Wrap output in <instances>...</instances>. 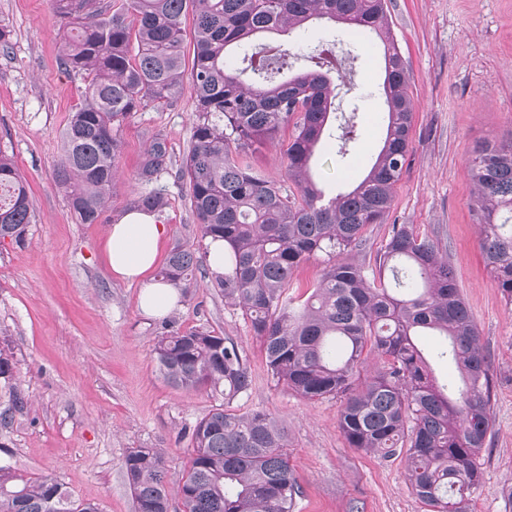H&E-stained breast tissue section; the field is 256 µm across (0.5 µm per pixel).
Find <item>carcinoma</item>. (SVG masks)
<instances>
[{
    "instance_id": "carcinoma-1",
    "label": "carcinoma",
    "mask_w": 512,
    "mask_h": 512,
    "mask_svg": "<svg viewBox=\"0 0 512 512\" xmlns=\"http://www.w3.org/2000/svg\"><path fill=\"white\" fill-rule=\"evenodd\" d=\"M193 14V52L186 55L185 18ZM60 23L61 66L86 74L82 103L71 113L55 169L83 224L100 221L112 193L123 142L119 129L147 102L172 104L184 79L194 91L190 147L178 170L200 238L224 239V275L211 287L245 315L272 377L306 399L341 402L339 426L349 447L384 460L402 457L407 478L428 512H467L481 486L480 456L491 435V367L477 325L456 284L448 256L411 224H393L372 276L352 256L365 248L364 229L383 224L410 142L414 102L407 67L391 36L386 0H50ZM342 25L312 53L258 43L262 34L292 33L307 23ZM376 36L384 47L382 91L387 125L382 147L351 190L328 196L312 176L327 138L336 156L357 139L353 117L329 123L335 99L330 74L336 45ZM243 50L240 64L224 66ZM293 127L282 157L290 186L265 179L247 161ZM171 161L165 138L145 148L136 180L158 183ZM481 250L504 298L512 302V143L476 146L467 160ZM134 208L161 213L166 190L137 195ZM35 219L26 179L0 149V239H26ZM326 260L305 302L286 295L293 273L318 254ZM202 258L175 246L159 277L183 297L197 287ZM443 337L433 357L453 363L461 384L441 383L417 343ZM172 385L208 388L224 404L196 421L190 465L169 486L161 448H133L123 471L135 512H294L301 486L289 463L281 421L234 401L251 385L237 341L195 328L162 334L153 349ZM383 361L367 370L368 356ZM14 356L0 348V381L11 404L0 425L22 406ZM0 512H99L74 500L51 477L23 478L0 465Z\"/></svg>"
}]
</instances>
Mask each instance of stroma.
<instances>
[{"label": "stroma", "mask_w": 512, "mask_h": 512, "mask_svg": "<svg viewBox=\"0 0 512 512\" xmlns=\"http://www.w3.org/2000/svg\"><path fill=\"white\" fill-rule=\"evenodd\" d=\"M391 35L409 67L412 131L390 217L450 256L456 283L491 361L493 428L481 453V487L469 512H512V304L495 288L480 248L467 159L476 144L512 141V0H386ZM11 47L0 51V149L26 179L34 224L24 244L0 242V346L14 355L25 405L0 427V464L25 477L49 476L99 512H134L123 461L134 448H161L177 486L192 452L189 429L224 402L206 389L185 391L160 374L152 349L169 330L205 327L235 338L251 386L237 409L278 417L302 488L295 512H425L404 460L349 447L339 404L307 400L276 382L240 310L226 306L202 266L193 298L166 317L140 309V286L114 278L104 244L110 224L130 211L144 185L136 171L148 138L166 137L180 165L196 120L191 87L174 106L148 104L120 128L123 154L99 223L82 224L54 179L60 135L81 102L86 76L64 70L61 33L49 0H0ZM351 72L335 78V113H356L359 137L339 164L328 140L320 164L327 193L357 183L382 145V45H360ZM160 258L176 245L205 251L186 188L162 181Z\"/></svg>", "instance_id": "1"}]
</instances>
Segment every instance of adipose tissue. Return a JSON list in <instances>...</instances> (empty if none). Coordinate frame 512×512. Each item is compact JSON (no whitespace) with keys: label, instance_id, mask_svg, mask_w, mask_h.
I'll return each instance as SVG.
<instances>
[{"label":"adipose tissue","instance_id":"1","mask_svg":"<svg viewBox=\"0 0 512 512\" xmlns=\"http://www.w3.org/2000/svg\"><path fill=\"white\" fill-rule=\"evenodd\" d=\"M166 226L154 213L132 211L110 226L105 242L109 268L118 279L141 284V309L145 316L161 318L176 308L178 289L155 279L159 246Z\"/></svg>","mask_w":512,"mask_h":512}]
</instances>
